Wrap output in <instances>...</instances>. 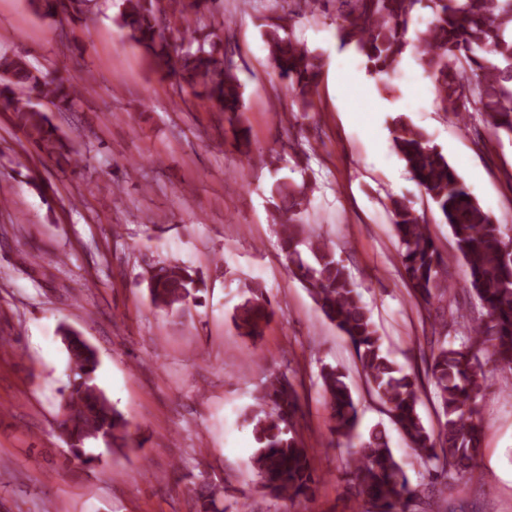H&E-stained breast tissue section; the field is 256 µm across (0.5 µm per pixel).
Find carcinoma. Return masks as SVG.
<instances>
[{"mask_svg": "<svg viewBox=\"0 0 512 512\" xmlns=\"http://www.w3.org/2000/svg\"><path fill=\"white\" fill-rule=\"evenodd\" d=\"M342 23L339 39L352 45L375 74L393 71L408 46H413L432 75L439 107L456 115L477 113L486 128L512 139V0H337ZM427 3L433 13L427 27L409 41L414 8ZM35 11L51 18L78 19V11L64 0H31ZM297 12L279 17L264 33L269 58L288 81L302 112L313 107L323 62L293 33ZM115 22L126 39L153 59L168 62L169 33L189 32V47L177 56L174 75L191 87L212 109L234 123L243 108L238 67L226 61L224 39L191 18L185 0H121ZM79 93L70 78L58 71L33 67L26 57L0 52V104L13 114L14 124L30 145L48 158L67 159L73 147L61 135L47 111L45 99L66 112ZM393 148L416 184L430 198L451 231L456 251L468 268L466 288L477 298L481 312L472 315L447 306L463 335H439L430 341L427 374L434 386L438 428L424 423L418 406V377L397 366L382 350L372 311L336 251L328 243L313 242L297 216L309 204L307 183L276 186V223L281 227L280 249L288 275L310 293L322 316L336 326L360 365L367 391L384 407L395 428L428 475V484L412 486L406 469L393 454L385 428L375 426L366 436L358 432V404L348 374L322 365L321 390L331 413L328 445H346L351 453L347 480L357 496L376 512H434L436 485L477 465L481 419L479 401L484 390L482 358L512 371V230L484 211L460 180L456 170L425 133L399 114L392 119ZM398 257L404 279L426 311L434 301L448 298V261L422 216L405 198L390 204ZM151 303L177 314L189 303L200 304L201 279L187 266L164 264L145 271ZM274 316V309L258 290L233 311L232 322L241 337L256 340ZM60 334L74 379L61 404L60 431L69 460L90 467L98 457L88 449L130 446L144 440L132 436L130 423L98 386L99 355L70 327ZM302 400L286 374L271 376L255 396L246 420L253 426L257 450L250 465L258 491L284 502L313 493L319 482L309 449L297 434ZM196 512H224V487L208 481L195 485Z\"/></svg>", "mask_w": 512, "mask_h": 512, "instance_id": "carcinoma-1", "label": "carcinoma"}]
</instances>
